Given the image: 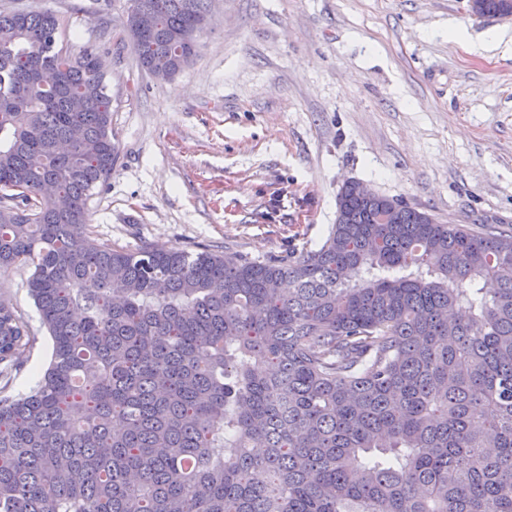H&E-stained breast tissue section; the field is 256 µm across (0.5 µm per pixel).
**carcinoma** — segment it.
Instances as JSON below:
<instances>
[{"instance_id":"obj_1","label":"carcinoma","mask_w":512,"mask_h":512,"mask_svg":"<svg viewBox=\"0 0 512 512\" xmlns=\"http://www.w3.org/2000/svg\"><path fill=\"white\" fill-rule=\"evenodd\" d=\"M130 2L144 70L193 59L208 0ZM67 26L0 13V272L52 339L0 397V512H512V230L345 185L316 250L101 243L112 99ZM36 340L0 296V378ZM30 270L17 267L0 273V294L9 298L28 316L38 341L27 354L26 361L20 369L14 371L7 380H0L5 394L18 395L29 392L34 387L39 373L47 368L52 353V342L46 329L41 326L39 313L29 295L27 280Z\"/></svg>"}]
</instances>
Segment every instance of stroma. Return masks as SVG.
Returning <instances> with one entry per match:
<instances>
[{"instance_id": "obj_1", "label": "stroma", "mask_w": 512, "mask_h": 512, "mask_svg": "<svg viewBox=\"0 0 512 512\" xmlns=\"http://www.w3.org/2000/svg\"><path fill=\"white\" fill-rule=\"evenodd\" d=\"M127 0H0L68 18L59 45L108 71L111 176L93 238L133 249L224 248L268 259L319 248L355 180L446 224L512 229V18L470 0H215L199 54L160 82L140 67ZM29 269L0 295L38 338L0 387L18 395L52 342Z\"/></svg>"}]
</instances>
